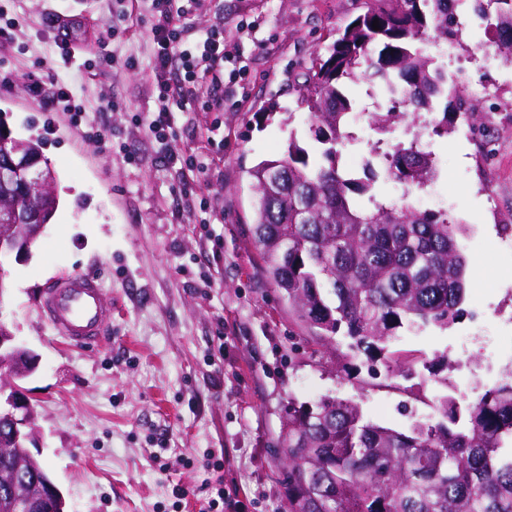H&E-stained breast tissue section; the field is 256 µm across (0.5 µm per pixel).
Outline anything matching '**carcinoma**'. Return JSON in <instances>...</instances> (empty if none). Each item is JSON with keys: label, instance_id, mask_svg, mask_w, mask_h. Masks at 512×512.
<instances>
[{"label": "carcinoma", "instance_id": "cac0c4a2", "mask_svg": "<svg viewBox=\"0 0 512 512\" xmlns=\"http://www.w3.org/2000/svg\"><path fill=\"white\" fill-rule=\"evenodd\" d=\"M481 20L495 18L500 52L512 63V0H470ZM379 21V29L372 27ZM458 19L452 0H368L365 13L338 30L327 54L317 58L299 91L309 114L308 133L319 158L290 133L284 152L248 170L254 189L252 230L269 281L283 292L297 319L330 341L350 339V358L363 356L368 370L409 375L420 361L436 381L451 367L448 355L431 359L394 348L403 328L446 329L464 316L467 259L457 236L462 225L448 212L420 210L403 200H378L371 182L339 165L338 147L355 139L356 113L343 90L362 76L383 89L392 106L371 124L415 123L425 111L438 135L472 110L457 94L436 54L433 38L454 42ZM0 110V135L15 154L43 158L42 139L16 137ZM387 178L406 192L436 174L418 139L388 152L376 145ZM368 195L369 205L351 194ZM49 223L57 197L47 190L21 199ZM29 353L14 361L20 381ZM442 420L418 422L403 433L363 418L359 406L324 397L288 403L279 443L288 460L286 512H512V372L474 400L443 396ZM0 448L8 452L0 472V512H17L51 483L27 441L0 423Z\"/></svg>", "mask_w": 512, "mask_h": 512}]
</instances>
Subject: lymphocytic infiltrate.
<instances>
[{
	"label": "lymphocytic infiltrate",
	"instance_id": "1",
	"mask_svg": "<svg viewBox=\"0 0 512 512\" xmlns=\"http://www.w3.org/2000/svg\"><path fill=\"white\" fill-rule=\"evenodd\" d=\"M152 18L148 38L150 50L147 68L155 84V107L140 122L159 143V162L181 165L204 171L208 165L197 156L177 157L165 149L168 139L175 135L180 116L193 106L201 105L220 112L224 109V18L204 29H194L190 23L201 0H148ZM185 71L183 80H172L174 65ZM26 86L30 96L53 111L70 115L73 126H87L88 136L99 144H107L105 126L91 119L72 89L55 78L50 70L29 73Z\"/></svg>",
	"mask_w": 512,
	"mask_h": 512
}]
</instances>
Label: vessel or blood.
I'll return each instance as SVG.
<instances>
[{
	"label": "vessel or blood",
	"mask_w": 512,
	"mask_h": 512,
	"mask_svg": "<svg viewBox=\"0 0 512 512\" xmlns=\"http://www.w3.org/2000/svg\"><path fill=\"white\" fill-rule=\"evenodd\" d=\"M39 311L54 334L75 347L104 342L112 319L105 288L94 274L80 271L49 281Z\"/></svg>",
	"instance_id": "b4317fda"
}]
</instances>
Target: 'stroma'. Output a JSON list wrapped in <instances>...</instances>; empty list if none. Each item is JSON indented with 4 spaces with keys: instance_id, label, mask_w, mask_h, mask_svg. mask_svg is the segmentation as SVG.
<instances>
[{
    "instance_id": "obj_1",
    "label": "stroma",
    "mask_w": 512,
    "mask_h": 512,
    "mask_svg": "<svg viewBox=\"0 0 512 512\" xmlns=\"http://www.w3.org/2000/svg\"><path fill=\"white\" fill-rule=\"evenodd\" d=\"M366 0H207L193 22L224 16L221 114L197 111L178 124L172 153L210 152V171L194 173L209 200L210 223L187 218L182 172L156 160L157 147L134 122L154 107L149 71L93 65L95 50L75 27L73 64L63 65L48 13L72 14L70 0H22L26 24L0 36V71L14 75L0 91L15 135H44L59 204L29 255L0 260L7 288L0 318L37 357L23 387L35 405L39 458L68 512H204L217 481L238 492L245 512H284V453L278 443L289 403L338 397L365 418L409 431L438 421L443 389L426 370L350 375L347 341H318L282 292L267 280L251 236L253 189L248 170L280 155L289 132L305 136L309 118L297 87L336 32L365 10ZM55 63L79 102L112 134L111 147L84 141L67 113L31 100L25 77L38 57ZM461 84L483 85L474 134L464 125L444 136L395 124L392 144L418 139L438 174L425 189L379 179V196L419 205L437 194L468 262L462 319L440 330L404 329L396 348L426 357L448 354L454 396L475 399L512 370V357L484 361L489 341L512 336V248L502 235L512 221V64L469 65ZM117 96L121 112L98 99ZM93 272L112 299L109 337L75 348L42 320L45 283L60 274Z\"/></svg>"
}]
</instances>
